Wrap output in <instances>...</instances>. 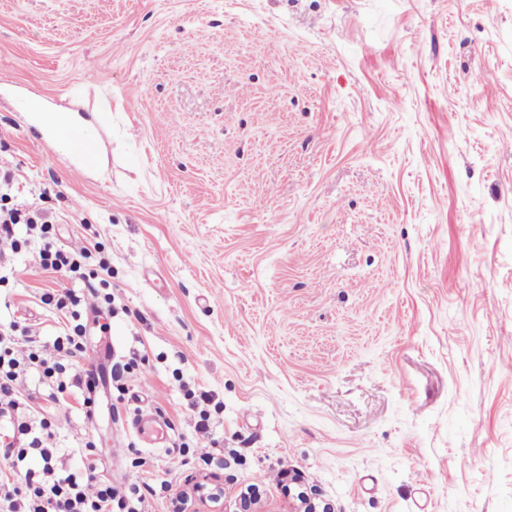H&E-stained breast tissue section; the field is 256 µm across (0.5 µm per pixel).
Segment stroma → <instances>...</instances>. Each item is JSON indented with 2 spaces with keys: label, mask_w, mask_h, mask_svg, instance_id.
Returning a JSON list of instances; mask_svg holds the SVG:
<instances>
[{
  "label": "stroma",
  "mask_w": 512,
  "mask_h": 512,
  "mask_svg": "<svg viewBox=\"0 0 512 512\" xmlns=\"http://www.w3.org/2000/svg\"><path fill=\"white\" fill-rule=\"evenodd\" d=\"M84 113L104 172L30 122ZM98 238L112 415L44 407L82 471L171 512H512V0H0V167ZM0 324L53 336L28 255ZM210 392L198 447L191 396ZM142 410L168 427L147 447Z\"/></svg>",
  "instance_id": "35a3bbf8"
}]
</instances>
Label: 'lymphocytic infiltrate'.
<instances>
[{"label": "lymphocytic infiltrate", "instance_id": "1", "mask_svg": "<svg viewBox=\"0 0 512 512\" xmlns=\"http://www.w3.org/2000/svg\"><path fill=\"white\" fill-rule=\"evenodd\" d=\"M10 172H0V283L12 258L28 241L39 244L35 264L46 275H68L81 280L83 291H42L39 300L63 319L50 340L35 338L30 327H0V412L15 414L18 441H0V512H112L113 487L96 462H88L85 478L71 473L56 446L55 432L41 418L30 395L20 386L29 372L42 371L52 383L50 400L75 397L82 409L91 399L81 374L71 372L73 358L86 348V326L80 308L112 302L108 291L112 267L102 242L83 241L62 246L55 219L44 209L11 203Z\"/></svg>", "mask_w": 512, "mask_h": 512}]
</instances>
